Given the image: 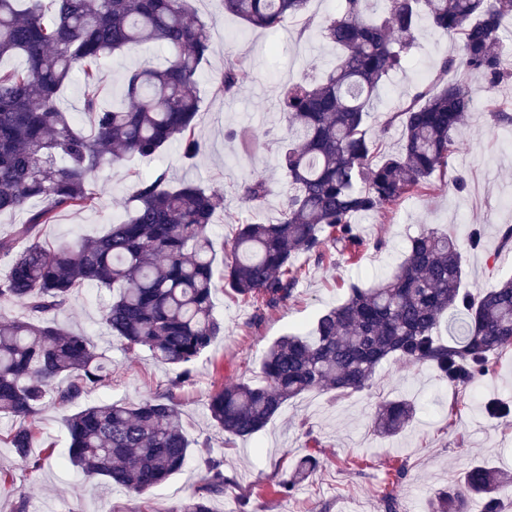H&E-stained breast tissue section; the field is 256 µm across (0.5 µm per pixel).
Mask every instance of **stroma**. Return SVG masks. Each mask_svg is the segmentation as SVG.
I'll list each match as a JSON object with an SVG mask.
<instances>
[{"label": "stroma", "mask_w": 512, "mask_h": 512, "mask_svg": "<svg viewBox=\"0 0 512 512\" xmlns=\"http://www.w3.org/2000/svg\"><path fill=\"white\" fill-rule=\"evenodd\" d=\"M208 23L212 53L196 85L200 116L196 133L204 145L192 161L183 160L178 143L159 155L135 157L119 166L105 165L89 186L98 195L95 206L60 212L54 223L40 226L41 243L54 246L86 236L104 234L125 218L132 205L133 172H166L170 183L191 181L224 197V210L211 226L216 249H223L239 221L252 213L238 188L254 175L271 189L261 219L279 216L288 199V179L276 157L285 134L278 108L279 91L288 82L309 74L321 76L335 49L308 16H332L338 0H309L305 15L287 20L275 32L252 29L225 13L222 0H193ZM450 40L447 33L421 24L409 63L382 86L367 122L372 141L384 151L398 149L400 128L388 124V113L408 103L420 90L437 82L440 63ZM236 57L250 78L230 97L217 93L224 60ZM165 53L144 46L118 53L104 63L107 81L99 90L105 102L124 98L126 74L144 63L162 62ZM473 108L461 131V145L450 158L449 178H462L463 188L434 178L430 189L403 199L392 212L359 219L358 228L384 246L364 252L360 261L318 264L304 260L305 274L293 300L256 313L225 292H216L214 307L224 319V334L196 363L191 382L175 389V402L192 441V457L184 471L143 494L113 486L104 479L87 480L65 462L67 428L64 411L46 406L36 430L33 452L46 456L40 470L27 469L6 442L13 425L0 415V512H15L19 493H26L28 512H174L203 483L197 458L201 447L223 458L232 484L212 502L214 512H427L441 490L460 483L466 470L487 463L512 471V418H491L485 404L512 401V353L503 355L493 375L465 389H452L429 367L390 360L383 363L371 388L336 400L319 391L287 403L262 431L247 439H227L207 411L211 391L240 381L260 382V362L278 338L311 330L317 318L342 303L352 283L371 284L402 261L411 237L423 228L452 231L460 241L479 232L478 249L463 251V286L472 295L512 276V252L499 248V231L512 225V131L498 127L493 115L512 113V87L488 89L484 78L466 75ZM241 130L236 139L227 129ZM112 300L109 290L84 287L55 316L68 331L89 336L112 367L110 386L92 391L87 400L138 401L164 391L173 370L148 350L125 351L121 341L101 324V312ZM411 398L416 414L399 436L373 433L376 405L395 397ZM316 453L318 466L288 496L275 494L274 483L292 471L303 456ZM405 467L402 479L394 471Z\"/></svg>", "instance_id": "stroma-1"}]
</instances>
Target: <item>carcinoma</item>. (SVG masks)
Segmentation results:
<instances>
[{"mask_svg":"<svg viewBox=\"0 0 512 512\" xmlns=\"http://www.w3.org/2000/svg\"><path fill=\"white\" fill-rule=\"evenodd\" d=\"M222 2L224 12L248 27L276 30L303 14L309 0ZM369 2L343 0L338 14L319 22L339 50L335 63L320 78L303 77L281 94L286 134L278 162L288 177V202L274 221L238 223L228 243L231 260L219 272L210 225L224 210V197L195 183L172 185L164 172L134 175V205L104 236L52 247L32 237L36 225L53 223L58 212L93 206L89 179L106 164L151 157L172 142L185 159L201 153L193 88L211 41L189 0H0V59H25L22 70H0V213L23 211L34 199L46 202L14 236L0 237V303L25 310L22 318L0 322V415L14 421L9 444L24 465L37 470L48 460L31 454L34 426L47 404L67 411L112 379L89 338L53 319L74 291L112 290L101 324L126 350L145 348L177 369L164 393L137 403L86 405L65 418L73 466L89 478L144 492L188 463L191 441L173 389L190 380L194 363L224 333L213 295L222 290L258 311L273 309L298 288L299 255L322 263L338 254L353 264L364 251L381 249L382 240L359 233L357 219L427 188L458 149L473 99L463 78L448 72L478 73L491 89L512 82V52L500 38L512 0H384L379 15ZM423 20L460 40L442 60L445 79L389 117L388 124H400L401 137L398 150L385 153L367 136L371 101L388 74L402 67ZM150 42L169 49L165 63L127 75L124 106L109 109L87 97L90 134L76 128L58 104L71 74L100 86L106 56ZM248 78L229 57L218 91L231 96ZM239 192L257 212L270 188L256 175ZM462 284V244L449 231L421 232L387 278L352 285L346 301L323 314L311 333L270 345L259 383L214 390L212 421L229 436L250 437L305 392L345 397L370 388L391 357L432 366L451 388L470 386L512 349V277L477 300ZM448 311L456 318L445 341L436 331ZM414 415L412 400H384L375 408L373 431L396 436ZM314 462L306 456L281 475L274 491L292 494ZM203 466L204 494L173 512H212L210 501L224 495L223 459L208 457ZM509 480L474 464L430 512H470L474 494L483 512H500L499 487Z\"/></svg>","mask_w":512,"mask_h":512,"instance_id":"cac0c4a2","label":"carcinoma"}]
</instances>
